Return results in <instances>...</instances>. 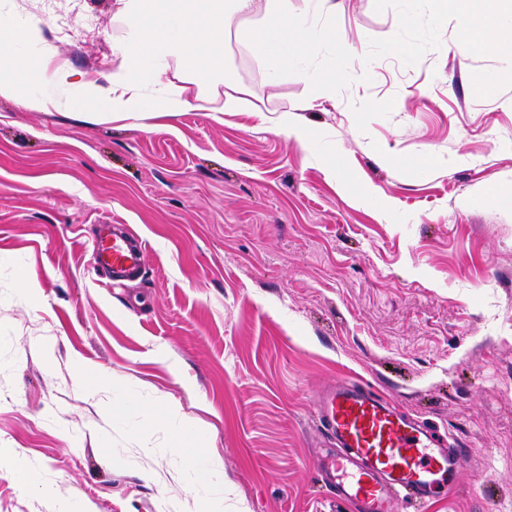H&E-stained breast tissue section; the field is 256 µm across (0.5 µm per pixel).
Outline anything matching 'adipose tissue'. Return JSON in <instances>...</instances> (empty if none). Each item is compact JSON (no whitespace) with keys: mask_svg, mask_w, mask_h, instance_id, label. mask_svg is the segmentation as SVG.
I'll return each instance as SVG.
<instances>
[{"mask_svg":"<svg viewBox=\"0 0 512 512\" xmlns=\"http://www.w3.org/2000/svg\"><path fill=\"white\" fill-rule=\"evenodd\" d=\"M441 10L461 18L465 36L460 54L489 49L499 34L495 13H476L474 0H439ZM126 39L120 64L111 74L81 72L51 46L35 54L22 45L38 29L0 25V97L14 98L24 84L42 87L30 105L41 112H75L88 122H110L140 112L158 116L199 109L202 86L228 83L226 37L235 22L252 21L250 44L270 76H277L283 53L306 52L311 41L335 40L295 17L289 0H120ZM174 82H166V75Z\"/></svg>","mask_w":512,"mask_h":512,"instance_id":"obj_1","label":"adipose tissue"}]
</instances>
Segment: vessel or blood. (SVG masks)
Wrapping results in <instances>:
<instances>
[{
	"instance_id": "obj_1",
	"label": "vessel or blood",
	"mask_w": 512,
	"mask_h": 512,
	"mask_svg": "<svg viewBox=\"0 0 512 512\" xmlns=\"http://www.w3.org/2000/svg\"><path fill=\"white\" fill-rule=\"evenodd\" d=\"M94 250L97 266L112 280L140 275L143 247L125 232L105 229ZM318 418L337 446L323 457L321 475L337 500L353 504L356 512H395L401 499L423 503L462 462L445 439L352 384L327 388L319 398Z\"/></svg>"
}]
</instances>
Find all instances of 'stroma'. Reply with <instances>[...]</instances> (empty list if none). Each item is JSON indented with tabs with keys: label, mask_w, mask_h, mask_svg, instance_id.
<instances>
[{
	"label": "stroma",
	"mask_w": 512,
	"mask_h": 512,
	"mask_svg": "<svg viewBox=\"0 0 512 512\" xmlns=\"http://www.w3.org/2000/svg\"><path fill=\"white\" fill-rule=\"evenodd\" d=\"M48 2L0 19L111 73L116 0H65L66 38ZM337 3L314 22L338 40L274 80L231 32L238 112L92 124L0 99V512H188L209 456L224 512H353L315 412L347 379L464 454L424 512H512V0H477L504 28L466 57L437 0ZM103 224L145 241L136 281L97 272ZM161 422L172 432L179 435L197 433L195 426L189 421H186L181 416L178 408L172 405L167 406L166 412L161 417Z\"/></svg>",
	"instance_id": "1"
}]
</instances>
